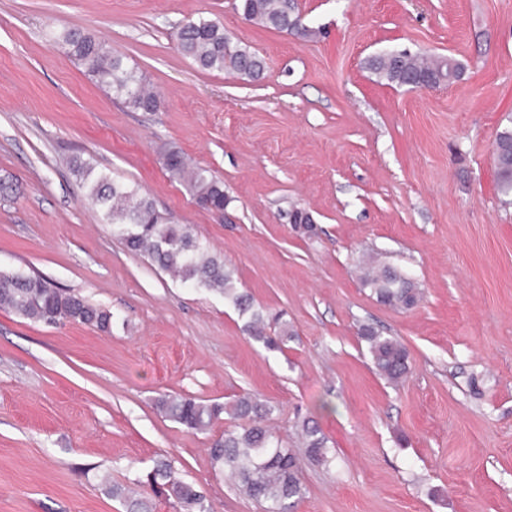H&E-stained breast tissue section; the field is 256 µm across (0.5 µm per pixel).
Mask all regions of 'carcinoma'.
<instances>
[{"label":"carcinoma","mask_w":512,"mask_h":512,"mask_svg":"<svg viewBox=\"0 0 512 512\" xmlns=\"http://www.w3.org/2000/svg\"><path fill=\"white\" fill-rule=\"evenodd\" d=\"M240 8L246 20L277 31L287 30L288 20L293 18L288 0H241ZM52 44L67 49L98 85L131 110L146 112L159 99L137 67L112 53L94 36L65 28L53 34ZM178 50L202 71L232 70L253 80L264 71V62L256 53L232 42L221 23L203 17L183 25ZM367 66L378 77L407 88L441 77L453 82L462 74V65L452 58L428 61L406 50L396 58L374 55L367 60ZM492 157L498 194L504 204L511 205V115L496 133ZM163 164L175 178L186 182L193 199L206 209L222 211L227 207L224 183L208 169L188 166L176 149L164 152ZM72 170L86 186L88 198L99 209L104 223L112 225L113 232L128 250L148 256L161 270L183 283L224 294V300L246 317L244 332L268 349H279L288 341L286 323L282 324L279 335L267 334L270 323L278 322L280 317H270L255 309L249 295L237 287L232 271L224 266L223 260L208 254L190 226L172 223L139 188L95 171L85 160L73 159ZM405 275L406 271L391 264L372 263L365 269L363 284L370 288L377 302L409 310L420 302L421 290L406 287ZM0 307L47 325L55 317L64 324L107 331L112 322L110 312L90 304L82 295L54 288L45 279L21 270L0 269ZM359 335L367 343L374 367L381 376L398 382L408 375L409 352L397 338L384 336L370 326L361 327ZM158 408L190 431H206L223 413L249 421V426L240 432L224 433V438L210 449V455L214 464L227 470L237 488L257 503L262 512H288L291 504L305 496L298 456L283 447L264 424L273 411L268 403L243 396L228 408L191 397L169 396L159 400ZM304 431L308 459L318 464L328 463L330 449L318 428L306 425ZM147 483L153 492L172 499L182 512H208L205 495L177 477L165 461L156 464L147 475ZM109 493L126 500L129 512H153L154 504L147 496L133 498L120 485L112 486Z\"/></svg>","instance_id":"cac0c4a2"}]
</instances>
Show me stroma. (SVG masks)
I'll return each instance as SVG.
<instances>
[{
	"instance_id": "stroma-1",
	"label": "stroma",
	"mask_w": 512,
	"mask_h": 512,
	"mask_svg": "<svg viewBox=\"0 0 512 512\" xmlns=\"http://www.w3.org/2000/svg\"><path fill=\"white\" fill-rule=\"evenodd\" d=\"M314 35L245 21L239 0H0V269L36 274L113 315L110 332L0 310V512H125L100 479L147 492L155 460L211 512H261L209 450L241 421L193 433L167 396L274 408L301 456L291 512H512V206L492 145L512 114V0H294ZM216 19L266 62L257 80L199 70L177 49L188 20ZM75 28L138 66L157 112L113 100L48 44ZM456 59L433 92L379 80L373 54ZM178 148L224 184L199 208L161 157ZM91 161L139 185L235 272L292 336L270 351L222 294L189 288L126 249L69 169ZM302 208L315 230H295ZM409 272L410 310L378 303L367 256ZM408 349L409 375L376 371L358 328ZM318 426L330 465L303 455Z\"/></svg>"
}]
</instances>
